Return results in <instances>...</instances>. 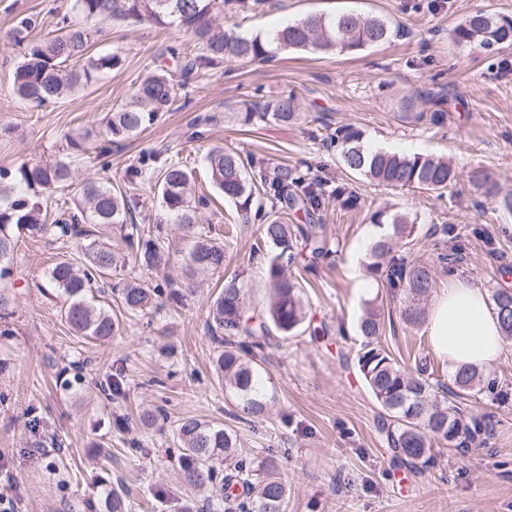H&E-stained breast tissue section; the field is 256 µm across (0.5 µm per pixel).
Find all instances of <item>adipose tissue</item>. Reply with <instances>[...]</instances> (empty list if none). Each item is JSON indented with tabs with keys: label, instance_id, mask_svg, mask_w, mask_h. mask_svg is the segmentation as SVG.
I'll list each match as a JSON object with an SVG mask.
<instances>
[{
	"label": "adipose tissue",
	"instance_id": "adipose-tissue-1",
	"mask_svg": "<svg viewBox=\"0 0 512 512\" xmlns=\"http://www.w3.org/2000/svg\"><path fill=\"white\" fill-rule=\"evenodd\" d=\"M427 324L434 348L447 359L452 371L463 365H489L505 345L486 291L474 284L449 280Z\"/></svg>",
	"mask_w": 512,
	"mask_h": 512
}]
</instances>
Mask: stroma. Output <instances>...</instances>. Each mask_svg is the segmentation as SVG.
Masks as SVG:
<instances>
[{
  "mask_svg": "<svg viewBox=\"0 0 512 512\" xmlns=\"http://www.w3.org/2000/svg\"><path fill=\"white\" fill-rule=\"evenodd\" d=\"M68 0H0V170L16 171L27 160L46 161L67 149L65 137L80 126L99 125L103 113L125 100L148 75L179 70V56L195 53L194 40L176 29L147 23H104L93 54H117L119 68L98 74L88 87L40 107L13 92V74L24 48L14 41L20 16L37 19L39 39L56 29ZM483 9L512 17V0H269L263 11L225 12L226 31L253 35L311 13L354 11L385 18L389 42L354 53H282L266 64L224 63L192 76L178 96L183 109L167 113L136 138L113 144L108 159L82 155L77 182L111 183L135 206L139 224L165 221L154 182H129L127 170L143 156H178L196 188L209 189L201 155L213 145L268 165L312 163L331 182L347 184L359 197L348 209L329 202L321 214L329 259L305 270L308 250L297 243L292 271L303 277L312 325L319 340L297 333L268 349L266 369L275 386L268 415L236 424L241 454L253 465L276 458L289 487L286 512H512V342L484 372L494 392L476 391L467 407L487 416L490 432L465 448L436 446L427 470L394 464L381 430L383 411L354 366L360 338L356 322L365 301H387L385 283L368 281L361 247L372 214L397 206L416 219L414 257L429 262L439 228L456 225L469 240L449 278L486 291L505 287L512 272V215L496 211L470 181L483 169L501 192H512V48L485 51L456 46L451 32L467 14ZM448 96L442 131L394 120L395 96L407 91ZM295 93L306 120L293 126H241L222 121L207 136L187 142L194 118L223 114L229 103ZM360 129L366 142L400 146L410 153L448 157L459 177L444 197L378 187L343 169L322 144L329 130ZM206 212L224 243V268L207 277L186 305L164 307L125 319L119 335L92 344L72 335L61 317L62 302L42 293L51 265L80 258L81 242L55 231L14 229L15 252L0 293L11 300L12 336H0V489L19 512H86L103 506L106 481L123 476L130 512H195L197 502L178 480L180 420L227 422L228 406L212 364L206 332L209 307L225 280L244 276L253 307L266 298L265 256L255 254L257 225L239 221L235 207L211 192ZM381 344L404 367L428 358L436 379L453 381L446 359L434 350L427 326L386 330ZM121 378L117 396L84 397L88 385ZM161 408L150 427L137 420L139 405Z\"/></svg>",
  "mask_w": 512,
  "mask_h": 512,
  "instance_id": "1",
  "label": "stroma"
}]
</instances>
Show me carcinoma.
<instances>
[{
    "label": "carcinoma",
    "mask_w": 512,
    "mask_h": 512,
    "mask_svg": "<svg viewBox=\"0 0 512 512\" xmlns=\"http://www.w3.org/2000/svg\"><path fill=\"white\" fill-rule=\"evenodd\" d=\"M70 13L58 21V34L32 43L16 67L13 84L23 100L42 104L60 100L78 87H87L99 72L121 65L117 54L95 57L92 42L102 33L90 23L107 21L149 22L159 28L175 27L192 36L199 53L185 58L180 68V85L194 74L224 62L262 64L278 53L308 51L329 54L353 52L389 41L391 27L375 14L339 12L310 14L284 27L262 34L241 36L224 32L217 24L224 8L239 14L263 10L267 0H70ZM456 45L495 50L512 46V18L488 11H476L452 31ZM448 100L425 98L418 91L399 99L395 118L404 123L423 124L440 129L446 124ZM180 108L174 75L154 72L136 85L128 99L112 108L104 121V140L96 146L97 155L112 153V144L132 139L154 125L166 112ZM238 121L250 124L295 125L305 119L292 94L261 103H244L232 113ZM94 132L83 130L67 136L69 152L43 163L19 166L16 175L0 172V261L13 256L14 237L10 226H23L36 233L47 229V208L40 193L54 192L74 183V158L86 153ZM336 148L344 169L350 174L387 188H400L442 196L457 178L447 160L419 153L391 152L364 142L362 132L353 126L337 127L327 136ZM213 185L232 203L241 222L261 221L260 241L276 249L266 267L268 295L264 308L250 311L248 291L234 278L224 284L212 304L208 326L216 356L214 370L224 387L231 408L229 419L250 422L267 411L274 398L264 362L265 350L274 344L275 333L286 338L306 322V309L300 281L288 273L295 260L294 242L302 238L314 260L328 254L322 236L323 225L315 215L335 200L353 206L357 196L346 184H329L311 167L276 165L255 184L248 168L256 159L243 162L240 156L211 147L203 157ZM192 173L182 162L167 158L160 163L158 195L163 211L178 225L180 237L173 242L167 228L154 224L143 228L133 220L130 201L112 191L109 184L85 182L74 200L77 212L57 218L64 236L83 238V261L77 264L63 258L52 265L47 281L66 300L64 318L71 331L90 341H104L115 335L122 318L143 313L152 307L154 297L166 295L173 306L185 304L187 292L167 270L178 260L190 275L216 273L224 268V244L210 238L212 226L201 222V210L208 199L192 193ZM471 182L495 208L512 214V193H501L498 184L483 170L471 173ZM270 206H265L264 202ZM302 213L307 224L294 226L286 221L288 212ZM373 224L391 226V232L375 240L368 251L366 272L383 276L391 300L398 303L400 323L416 328L425 320L424 301L436 281L437 270L452 273L467 244L454 235L450 224L440 232L450 243L431 263L411 258L416 225L401 212L375 211ZM120 225L127 230L124 240L129 252L122 254L96 238L86 225ZM133 262L151 270L164 271L167 291L160 286L147 288L127 280L112 285L117 270ZM96 289L115 302L96 304L87 300L86 291ZM502 336L512 339V289L498 288L492 295ZM362 337L356 368L365 387L384 411L382 431L398 461H419L427 466L433 446L446 442L458 448L488 433L489 422L482 415H464L461 408L472 391L481 385L477 368L463 366L453 379L455 400H437L440 388L432 381L427 360L415 368L401 367L380 345L386 330L385 314L374 302L364 303L358 321ZM182 450L180 482L205 495L212 504L209 512H220L224 498L240 500L241 512H285L288 486L268 470L259 474L239 457L238 437L225 424L184 419L176 432ZM107 512H128L129 490L117 480L105 489Z\"/></svg>",
    "instance_id": "carcinoma-1"
}]
</instances>
